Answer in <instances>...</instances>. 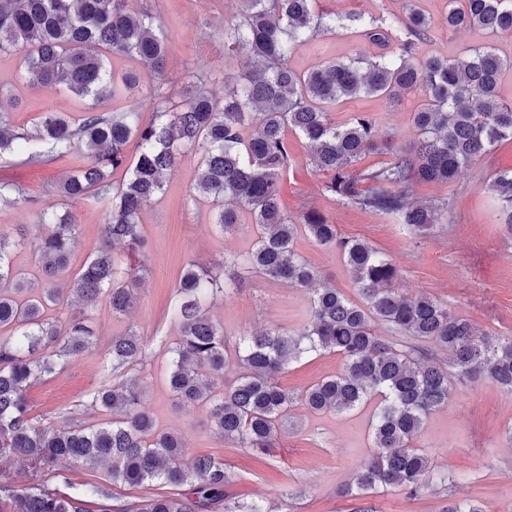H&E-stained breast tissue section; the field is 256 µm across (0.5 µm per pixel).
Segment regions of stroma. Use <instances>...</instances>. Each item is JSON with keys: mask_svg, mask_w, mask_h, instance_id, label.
Here are the masks:
<instances>
[{"mask_svg": "<svg viewBox=\"0 0 512 512\" xmlns=\"http://www.w3.org/2000/svg\"><path fill=\"white\" fill-rule=\"evenodd\" d=\"M134 7L157 19L168 45L165 76L173 105L188 95V75L215 94H222L223 70L245 69V57L225 59L224 22L240 10L238 0H134ZM432 18V40L421 56L439 53L455 57L468 47L494 45L512 56V33L491 36L479 30H448L444 0H420ZM377 46L345 36L317 39L299 45L290 64L305 71L324 61L351 55L372 56ZM21 55L0 53V110L13 125H30L45 111L79 117L87 103L64 87L32 91L20 76ZM419 104L405 96L393 107L380 97L339 102L330 118L343 123L355 112L373 113L378 129L391 133L395 143L411 148L418 137L411 114ZM293 162L282 181L281 199L290 215L315 208L327 215L340 236L358 238L390 255L399 267L395 282L401 293L428 295L447 303L450 311L468 318L489 337L512 336V231L495 219L497 206L486 192L498 173L512 170V140L499 143L487 156L466 168L451 184H415L409 200L415 204H447L448 219L427 237H414L396 217L361 210L326 192L327 175L315 172L303 139L289 135ZM197 155L188 153L168 177L165 192L141 213L148 241V271L132 310L113 317L106 305L89 316L101 341L136 330L147 347L140 369L144 403L159 428L180 433L187 444L182 465L194 457L211 455L223 461L231 475L229 497L271 502L275 512H442L449 499L470 501L484 512H512V444L504 431L512 424V393L494 383L454 384L446 406L434 411L417 444L433 468L453 474L449 489L423 487L408 497L398 487L365 499L339 496L372 451V405L353 412L309 413L293 408L286 427L272 448L259 453L225 441L208 425L206 411L178 404L168 388L173 349L179 340L174 314L176 286L187 262L213 266L227 255H243L255 240L250 216L225 233L213 224L210 206L194 190ZM79 162L71 153L46 166L19 164L12 156L0 157V182L22 185L40 206H68L77 213L79 227L72 254L80 266L98 246L100 227L107 219L105 204L95 201L64 202L53 187ZM295 248L311 265L348 298L357 299L351 274L330 248L300 234ZM308 292L264 276L248 274L242 287L209 308L211 318L224 328L228 345L240 337L267 328L292 331L300 328ZM342 361L333 353L308 355L291 362L279 375L282 387L299 393L324 377L341 371ZM104 377L102 355L92 349L75 357L54 380L34 387L30 394L35 414L52 416L95 390Z\"/></svg>", "mask_w": 512, "mask_h": 512, "instance_id": "35a3bbf8", "label": "stroma"}]
</instances>
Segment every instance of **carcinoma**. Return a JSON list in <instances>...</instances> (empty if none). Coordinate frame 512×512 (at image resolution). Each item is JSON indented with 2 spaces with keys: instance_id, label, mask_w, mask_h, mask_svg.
<instances>
[{
  "instance_id": "cac0c4a2",
  "label": "carcinoma",
  "mask_w": 512,
  "mask_h": 512,
  "mask_svg": "<svg viewBox=\"0 0 512 512\" xmlns=\"http://www.w3.org/2000/svg\"><path fill=\"white\" fill-rule=\"evenodd\" d=\"M241 10L224 21V56L246 55L251 68L224 73V100L197 89L170 106L163 91L167 46L154 17L129 0H0V52L22 53L21 77L35 90L64 86L85 100L117 99L140 91L149 68L156 121L141 125L135 112L94 107L77 121L43 112L32 127L14 126L0 111V156L45 165L84 148L83 161L59 185L68 200L107 205L101 241L75 272L70 292L85 308L104 302L112 316L127 314L134 286L144 278L147 243L140 215L163 193L166 180L188 151L199 155L194 188L211 206L215 223L230 231L251 215L258 237L241 259L224 258L213 272L188 263L177 285L175 310L181 336L174 349L169 388L182 405H206L211 427L241 448L272 447L290 410L349 413L371 397L381 398L371 422L373 450L341 489L358 497L399 486L410 498L429 484L453 479L434 471L415 445L429 415L448 403L453 381L489 380L512 393V336L494 341L470 320L426 295L394 288L399 268L370 243L338 235L319 210L299 220L280 205L283 173L291 161L287 132L310 147V164L331 174L326 191L347 205L395 216L425 237L447 213L445 203L412 205L419 183H450L500 142L512 140V100L499 93L512 59L492 46L455 58H419L431 40L432 21L419 0H403L402 16L325 13L319 0H240ZM450 31L512 32V0H446ZM350 35L381 46L372 58L346 56L305 72L291 67L296 46L321 36ZM121 56L135 63L121 75L105 61ZM416 93L412 113L420 137L410 150L379 138L377 120L354 112L337 124L330 110L343 99L378 96L394 104ZM368 154L387 159L361 167ZM124 168L126 177L112 181ZM487 191L498 202L497 219L512 227V172L497 174ZM0 203L33 207L36 200L15 183H0ZM47 231L33 238L29 225L0 229V464L17 461L23 476L0 469V512H271L262 504L228 500L224 462L199 456L188 468L180 460L182 436L155 427L143 401L136 366L145 359L134 330L100 344L84 311L50 317L69 305L59 281L71 271L78 219L68 209L38 210ZM336 250L348 267L361 301L338 288L316 287L321 273L294 251L300 231ZM29 245L38 262L30 273L13 265L14 248ZM310 291L307 319L299 332L266 331L244 336L237 346L242 371L224 383L228 366L224 329L206 312L204 300L224 299L241 287L240 269ZM392 332L382 336L376 326ZM101 347L106 378L87 398L60 408L48 421L33 414L28 392L63 374L73 358ZM444 353L440 363L431 350ZM329 351L343 369L301 393L282 388L276 376L304 353ZM112 421L88 425L95 409ZM70 461L106 462L102 482L73 486L59 468ZM51 474L58 485L42 480ZM158 483L183 488L121 501L112 488Z\"/></svg>"
}]
</instances>
